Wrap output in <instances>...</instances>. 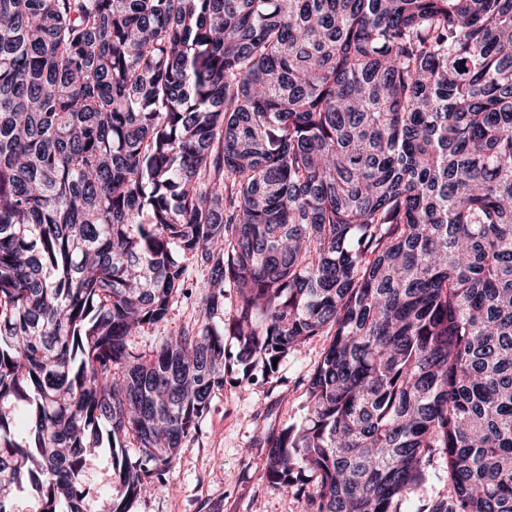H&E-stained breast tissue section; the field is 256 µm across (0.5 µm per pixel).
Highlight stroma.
Instances as JSON below:
<instances>
[{"label": "stroma", "instance_id": "35a3bbf8", "mask_svg": "<svg viewBox=\"0 0 512 512\" xmlns=\"http://www.w3.org/2000/svg\"><path fill=\"white\" fill-rule=\"evenodd\" d=\"M186 266L190 297L172 303L164 327L137 337L140 349H148L155 336L199 319L208 270L193 260ZM327 342V337L319 336L293 351L276 379L250 385L247 393L225 387L177 456L172 468L174 490H156L138 500L132 512H302L299 499L260 480L267 455L263 437L304 418V378ZM111 473L109 450L98 449L86 468L88 512H105L112 495Z\"/></svg>", "mask_w": 512, "mask_h": 512}]
</instances>
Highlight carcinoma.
Here are the masks:
<instances>
[{"label": "carcinoma", "instance_id": "carcinoma-1", "mask_svg": "<svg viewBox=\"0 0 512 512\" xmlns=\"http://www.w3.org/2000/svg\"><path fill=\"white\" fill-rule=\"evenodd\" d=\"M315 336L263 481L512 512V0H0V490L131 512ZM188 268L189 298L180 296L176 299L170 308L167 322L163 327L150 329L143 336L135 338L141 351L148 349L153 343L155 336H164L168 332H174L187 323H193L194 320L201 319L202 298L207 291L208 269L194 260L186 261ZM112 457L108 448H100L90 459L86 468L88 512H104L111 500ZM442 490L443 483L430 478L422 487L410 494V500L403 505L402 509L409 512H416L418 508L425 509Z\"/></svg>", "mask_w": 512, "mask_h": 512}]
</instances>
